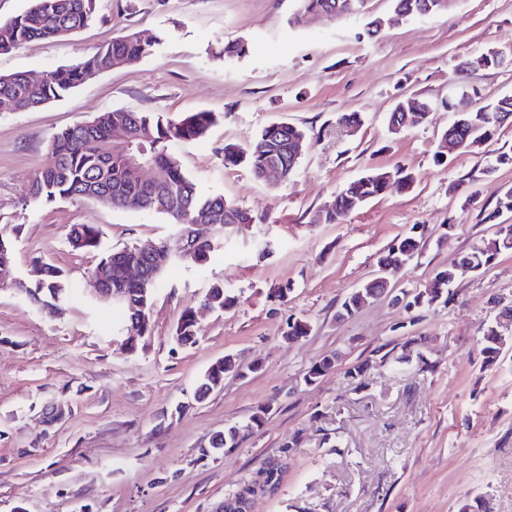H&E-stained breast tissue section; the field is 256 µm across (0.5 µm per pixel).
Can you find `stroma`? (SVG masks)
<instances>
[{
  "mask_svg": "<svg viewBox=\"0 0 512 512\" xmlns=\"http://www.w3.org/2000/svg\"><path fill=\"white\" fill-rule=\"evenodd\" d=\"M298 0H97L74 36L32 41L0 55V73L40 78L121 32L156 40L153 53L86 80L39 109H0V233L14 242L16 274L35 263L62 267L75 286L46 312L0 288V512H224V501L281 467L274 491L249 512H456L481 496L487 512H512V350L485 365L481 339L512 304V254L460 277L447 300L408 309L435 274L494 236L498 198L512 187V126L448 155L435 152L457 83L484 101L512 95V65L459 78L456 65L490 49L512 58V0H444L437 15L402 18L393 0H365L358 13L295 23ZM383 21L373 37L369 19ZM246 42L242 57L226 43ZM434 105L420 125L390 133L392 108ZM126 110L217 113L200 139L172 150L197 187L246 209L251 223L225 231L201 265L177 259V229L157 213L79 198L36 206L26 198L51 137L94 113ZM362 119L341 134L346 113ZM306 133L295 176L270 188L224 162L226 143L244 144L275 122ZM405 166L413 188H393L340 224L311 215L366 168ZM74 224H93L100 247L75 251ZM417 255L354 315L336 310L373 279L398 239ZM164 246L170 260L153 297L149 331L134 349L112 299L93 293L102 254ZM223 282L234 306L204 309ZM289 286L285 298L274 288ZM193 310L198 341L173 339ZM308 336L292 341L291 321ZM240 373L202 401L203 373L224 355ZM336 355L314 383L311 365ZM365 364L362 378L349 368ZM63 406L62 419L47 417ZM263 423L237 447L210 454L216 433Z\"/></svg>",
  "mask_w": 512,
  "mask_h": 512,
  "instance_id": "obj_1",
  "label": "stroma"
}]
</instances>
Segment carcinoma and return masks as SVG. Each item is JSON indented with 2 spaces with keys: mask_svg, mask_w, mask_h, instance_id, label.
<instances>
[{
  "mask_svg": "<svg viewBox=\"0 0 512 512\" xmlns=\"http://www.w3.org/2000/svg\"><path fill=\"white\" fill-rule=\"evenodd\" d=\"M299 10L295 21L299 22L310 13H321L328 18L350 13L351 6L361 0H298ZM395 11L407 17H424L428 6L439 10L441 0H393ZM96 0H30V6L21 14L0 19V54L9 53L33 40L53 41L72 36L86 27L94 17ZM154 42H146L135 32L126 33L97 50L67 66H63L44 77L39 83H31L22 72L0 73V99L16 98L19 106L27 109L40 107L63 97L85 79L98 72L133 63L152 54ZM512 113V97H502L496 102L481 105L476 112H465L455 116L445 133L453 135L468 148L480 141L479 134L491 127L496 114ZM213 112H190L179 119H170L161 113L127 112L112 110L96 113L90 120L67 127L54 135L44 165L31 179L27 198L33 204L50 203L57 199H96L113 207L136 198L144 211L166 216L170 223L182 228L185 224H217L222 231L232 224H248L250 213L221 195H209L199 191L182 169L170 145L195 140L204 136L216 122ZM123 127L130 137L132 148L144 152L152 169V180L146 181L127 163L129 149L105 147L111 142L112 129ZM303 130L287 122L265 127L253 140L242 146L236 143L224 145V163L245 164L253 176L274 186L267 173L277 169L282 173V182L291 180L295 171L288 170L292 146L303 141ZM415 183L414 173L404 167L394 169L370 168L359 178L350 182L336 194L328 207L315 215V224H340L349 214L366 201L383 195L391 186L409 189ZM69 243L75 250L89 251L99 246L98 230L92 224H75L69 233ZM215 238L199 244L194 250L180 249L178 260L185 264H201L214 252ZM419 245L413 238H404L388 249L382 262L389 265L407 254L414 257ZM512 251V224H499L495 237L487 244L476 247L460 259L458 265L436 274L424 292L415 297L414 303H432L449 295L448 287L457 278L475 269L488 267L500 254ZM128 266L144 268L150 280L159 283L160 276L152 273L148 258L136 247H125L104 255L93 270L100 286L121 295L118 304L124 308L129 330L137 336L148 331L142 322L143 307H151L152 298H144L143 285L124 277ZM37 281L27 284L15 276L13 247L10 241L0 236V285L15 286L36 297L45 308L50 309L72 297L74 289L67 282L62 268L51 263L38 266ZM388 284L374 278L345 297L337 311V317L353 314L370 299L380 297ZM205 301L226 309L235 303V298L217 283L209 288ZM177 342L194 344L197 336V321L194 312L187 310L175 329ZM506 337L498 327L491 326L481 339V353L486 362H495L506 346ZM336 356L327 355L313 364L304 379L311 383L328 372ZM239 364L226 355L217 360L205 372L200 385V396L220 387L224 375L236 372ZM267 410L250 417L242 426H231L212 441V449L221 453L233 448L240 434L261 425ZM255 492L251 486L224 504V512H246L243 504L246 497Z\"/></svg>",
  "mask_w": 512,
  "mask_h": 512,
  "instance_id": "carcinoma-1",
  "label": "carcinoma"
}]
</instances>
